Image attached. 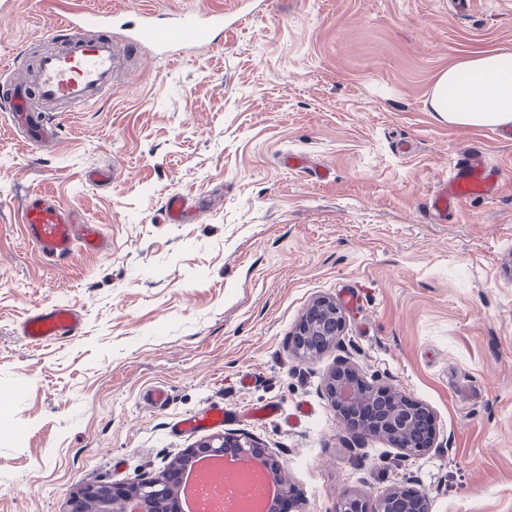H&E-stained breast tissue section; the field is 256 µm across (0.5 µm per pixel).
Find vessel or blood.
Wrapping results in <instances>:
<instances>
[{"label": "vessel or blood", "instance_id": "1", "mask_svg": "<svg viewBox=\"0 0 512 512\" xmlns=\"http://www.w3.org/2000/svg\"><path fill=\"white\" fill-rule=\"evenodd\" d=\"M117 17V11L98 9L48 13L42 38L55 48L32 67L19 53L0 62L1 73H31L30 80L0 97V111L26 124L35 121L32 104L38 101L52 108L54 116H61L68 108L92 104L111 94L121 65L118 47L149 49L177 58L211 45L213 33L224 29L220 9L188 10L167 22L161 21L155 10L146 9L134 25L119 24ZM502 180V169L490 164L482 152L464 151L447 179L431 190L427 210L438 220H447L468 199L494 197ZM164 215L168 223H187L190 205L182 197H171L165 203ZM22 222L28 240L52 261L69 258L78 249L96 254L107 245L100 225L87 223L75 208L43 194L27 198ZM82 324L80 311L54 304L32 309L20 322L19 331L31 344L41 345L77 336ZM228 418L227 409H213L180 420L178 427L183 431L208 429L223 425Z\"/></svg>", "mask_w": 512, "mask_h": 512}]
</instances>
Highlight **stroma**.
Masks as SVG:
<instances>
[{
  "label": "stroma",
  "mask_w": 512,
  "mask_h": 512,
  "mask_svg": "<svg viewBox=\"0 0 512 512\" xmlns=\"http://www.w3.org/2000/svg\"><path fill=\"white\" fill-rule=\"evenodd\" d=\"M119 4L236 23L139 56L52 150L0 115V512H72L86 488L157 475L206 437L177 421L217 407L277 454L300 512L394 486L430 512H512V140L430 110L442 71L512 50V0H0V57L38 55L44 12ZM470 148L503 168L498 195L432 221L427 194ZM93 167L112 181H85ZM35 193L104 225L107 249L46 260L21 223ZM175 195L204 201L193 223H166ZM348 291L338 346L296 357L312 302ZM57 303L80 335L29 344L19 321ZM343 359L432 410L436 448L350 446L324 390ZM155 385L161 410L141 401Z\"/></svg>",
  "instance_id": "35a3bbf8"
}]
</instances>
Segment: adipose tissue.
<instances>
[{
	"mask_svg": "<svg viewBox=\"0 0 512 512\" xmlns=\"http://www.w3.org/2000/svg\"><path fill=\"white\" fill-rule=\"evenodd\" d=\"M431 108L439 119L462 126L512 123V51L493 49L441 72Z\"/></svg>",
	"mask_w": 512,
	"mask_h": 512,
	"instance_id": "adipose-tissue-1",
	"label": "adipose tissue"
}]
</instances>
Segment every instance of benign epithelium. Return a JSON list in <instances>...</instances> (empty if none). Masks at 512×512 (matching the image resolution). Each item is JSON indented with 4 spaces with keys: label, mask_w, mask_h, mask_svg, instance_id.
Returning <instances> with one entry per match:
<instances>
[{
    "label": "benign epithelium",
    "mask_w": 512,
    "mask_h": 512,
    "mask_svg": "<svg viewBox=\"0 0 512 512\" xmlns=\"http://www.w3.org/2000/svg\"><path fill=\"white\" fill-rule=\"evenodd\" d=\"M344 324V312L336 301L329 298L317 300L293 336L294 351L299 355L312 353L307 339L315 336L324 338L329 345L335 343L342 335ZM360 383L355 369L347 365L335 369L329 375L325 390L337 411L350 406L359 410L373 404L378 395L386 392L385 388L376 387L371 394H364L360 390ZM347 430L355 437L383 436L406 454L427 451L436 438L435 422L430 411L389 404L379 406L374 426H349ZM187 454L195 462L220 459L224 456L247 462L251 467L270 476L279 487L278 495L267 512H289L292 508L288 498L290 484L288 478L282 474L281 465L273 455L258 452L252 438L244 434L224 432L197 443L188 449ZM184 475L183 465H172L155 478L133 482L128 487H101L91 492L89 498L97 501L95 512H114L117 505L128 512L134 504L139 506L138 512H161L163 504L179 495ZM414 508L417 512H429L426 498L418 499L412 508L402 500L401 492L392 489L374 498L346 496L341 502L339 512H412Z\"/></svg>",
    "instance_id": "benign-epithelium-1"
}]
</instances>
